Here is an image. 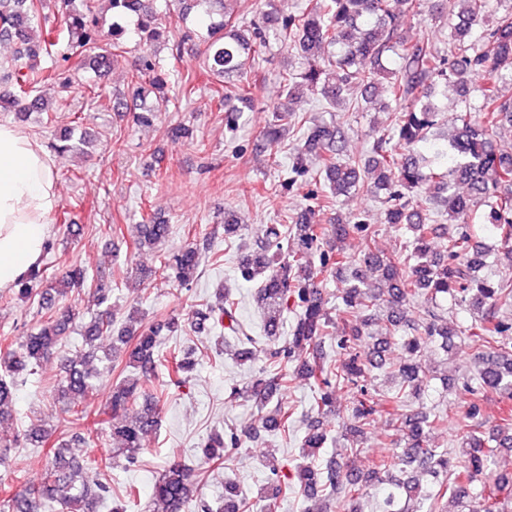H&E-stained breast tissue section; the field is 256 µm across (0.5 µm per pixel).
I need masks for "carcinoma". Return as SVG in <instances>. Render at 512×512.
I'll use <instances>...</instances> for the list:
<instances>
[{"instance_id":"carcinoma-1","label":"carcinoma","mask_w":512,"mask_h":512,"mask_svg":"<svg viewBox=\"0 0 512 512\" xmlns=\"http://www.w3.org/2000/svg\"><path fill=\"white\" fill-rule=\"evenodd\" d=\"M97 0H0V40L15 45L11 59L0 62V84L13 88L0 95V108H14L24 121L28 109L21 102L35 95L44 84L62 89L72 87L75 73L68 66L42 67L37 59L48 48L64 45L62 61L80 59V67L98 72L110 68L120 53L135 57L128 85L138 97L146 87L158 92L159 104L137 113L136 122L149 125L169 102L165 93L170 72L152 51L164 39L173 51L194 32L181 30L166 19L154 0H108L112 23L103 24L95 9ZM421 0H316L309 11L278 17L274 0H265L269 10L261 12L262 24L242 26L234 4L238 0H178L181 5H206V67L215 77L212 99L227 112L231 131L243 113L255 107L251 85L244 83L245 71L264 61L271 49L288 45L304 58L307 66L283 77V91L290 107H273L263 130L264 138L276 144L292 129L301 133L303 144L294 153L288 183L308 175L318 182L309 192L310 204L282 224H269L256 247L238 267L239 278L255 288L254 299L264 315V335L238 313V303L227 294L215 303L206 301L192 313L191 327L224 329L226 339L263 352L268 367L251 375L246 385L229 388L228 402L243 401L257 409L270 408L262 425L246 429L228 427L207 436L199 455L213 469H224L241 448L262 440L273 430L283 437L295 432L299 420L306 421L298 448L299 461L284 464L268 453L263 465L273 493H260V512H276L280 499L298 492L321 497L336 512H358L362 484L349 468L334 460L321 466L323 448L334 437L320 424L319 417L335 407L336 392L352 395V425L340 438L351 454L360 452L358 437L374 416L386 407L399 410L418 395L424 385L419 353L426 345L448 352L449 337L456 335L441 323L435 309L450 302L472 313L464 333L470 340L476 369L462 383L470 396L467 409L456 419L459 449L450 452L430 445L429 434L445 426L448 416L408 411L391 423L389 437L401 452L378 462L371 476L392 468L400 476L388 479L385 507L389 512H418L412 504L423 499L438 500L449 495L457 503H470L469 512H500L501 495L512 490V474L490 470L501 448H512V278L495 273L479 275L485 267L512 268V153L497 148L502 132L512 133V96L499 94L497 84L512 85V10L498 13L493 25L487 18L497 13L501 0H427L432 15L445 20L440 30L444 49L428 37L410 40L403 32L404 18ZM133 28H128V22ZM486 75V83L474 86V78ZM455 86L462 96L479 93L475 107L455 113L453 137L440 133L447 104L434 101L437 88ZM356 89L361 99L373 103L380 93L382 108L390 123L369 144L368 156H344L346 131L307 112H296L291 104L305 92L320 96L323 109L352 106L346 98ZM465 187L466 193L459 192ZM366 192L381 200L384 223L402 232V243L383 259L372 250L376 229L355 215L332 224L316 222V211L332 209L343 199ZM130 242L133 253L153 250L165 243L171 225L144 218L135 225ZM237 211L224 209V241L242 236ZM360 233L362 249L351 255L342 243L353 232ZM494 241L485 250L482 238ZM201 252L194 242L168 254L154 268H138V284L158 278L174 280L189 288L198 276ZM352 270V276L337 289L336 312L343 321V334L336 337V355H330L322 340L329 336L335 319L320 288L321 275ZM381 272L387 283V299L369 277ZM88 288L102 306L112 297V281L94 277L75 262L65 275L49 277L45 270L32 269L17 283L16 298L38 296L41 309H58L55 317L38 323L14 350L3 337L6 352L0 356V421L10 416L17 379L37 373L66 339L76 321L69 305L73 294ZM385 301L388 334L401 331L405 359L389 371L399 379L394 393L381 399L369 391L374 371L386 368L382 346L377 340L373 357L365 361L356 343L370 335L368 328L378 318L379 301ZM291 314L288 337L280 339L284 315ZM186 330L182 318L170 315L163 323L148 325L138 308L117 321L109 309L82 325L88 354L66 367L58 398L64 403L65 422L73 425L69 439L55 444L48 471L38 485L17 491L0 490V512H96L110 499L112 489L106 476L112 461L124 458L125 466L140 462L143 439L157 429L155 410L165 391L149 393L159 370L170 384L185 387L195 369L193 352L162 353L161 333L178 336ZM112 341L103 359L118 372L119 381L106 399L111 418L88 425L91 411L81 399L94 390L100 371L93 364L100 344ZM301 379L313 388L308 408L300 415L274 403L275 397ZM499 400V421L492 433L477 434L475 420L481 413V398ZM54 429L33 421L28 428L0 443L3 448L41 447ZM108 434L112 455L101 460L92 473L69 453L72 445L90 447ZM435 479L434 492L422 497L415 473ZM130 485L112 500V512H127L123 503L135 501ZM253 504L243 497L239 485L224 480L222 504L212 507L200 494L194 470L180 462L167 465L153 485L148 512H249Z\"/></svg>"}]
</instances>
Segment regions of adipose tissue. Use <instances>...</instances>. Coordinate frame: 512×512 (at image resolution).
<instances>
[{"label": "adipose tissue", "instance_id": "ef3b65f1", "mask_svg": "<svg viewBox=\"0 0 512 512\" xmlns=\"http://www.w3.org/2000/svg\"><path fill=\"white\" fill-rule=\"evenodd\" d=\"M57 186L34 139L0 124V289L10 288L37 263L51 235Z\"/></svg>", "mask_w": 512, "mask_h": 512}]
</instances>
